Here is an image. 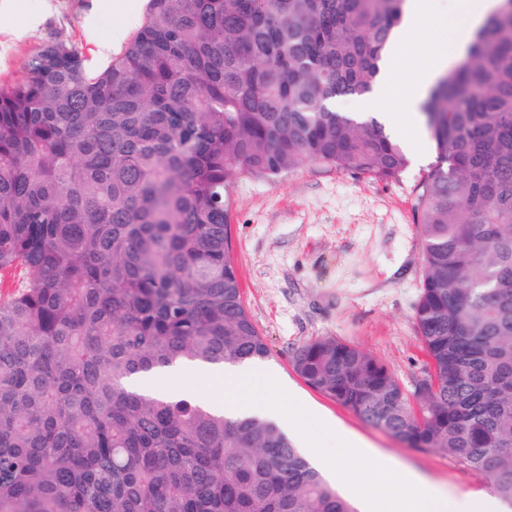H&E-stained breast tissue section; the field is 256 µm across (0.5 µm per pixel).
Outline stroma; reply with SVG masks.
<instances>
[{
	"instance_id": "1",
	"label": "stroma",
	"mask_w": 512,
	"mask_h": 512,
	"mask_svg": "<svg viewBox=\"0 0 512 512\" xmlns=\"http://www.w3.org/2000/svg\"><path fill=\"white\" fill-rule=\"evenodd\" d=\"M147 0H0V81L17 78L47 43L64 41L89 66L105 63L102 41L123 52L145 17ZM410 157L396 179L378 181L307 163L274 179L240 177L231 190L232 258L245 308L265 338V369L308 411L394 459L441 492L493 497L491 483L448 454L414 449L366 425L310 388L291 357L330 337L352 344L393 373L405 394L427 371L414 324L423 281L416 222L417 186L436 153L422 123L399 129Z\"/></svg>"
}]
</instances>
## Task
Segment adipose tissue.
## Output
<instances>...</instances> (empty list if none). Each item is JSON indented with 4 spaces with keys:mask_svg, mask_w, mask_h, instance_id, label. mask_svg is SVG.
<instances>
[{
    "mask_svg": "<svg viewBox=\"0 0 512 512\" xmlns=\"http://www.w3.org/2000/svg\"><path fill=\"white\" fill-rule=\"evenodd\" d=\"M500 0H455V18L439 14L436 0H406L400 25L395 31L391 54L406 51L405 38L412 32H429L442 40L440 48L409 60L410 76L404 92L392 96L388 90L394 82L391 70H383L372 92L359 100L363 109L381 108L390 124L413 119L418 105L441 74L461 58L477 32L498 8Z\"/></svg>",
    "mask_w": 512,
    "mask_h": 512,
    "instance_id": "ef3b65f1",
    "label": "adipose tissue"
}]
</instances>
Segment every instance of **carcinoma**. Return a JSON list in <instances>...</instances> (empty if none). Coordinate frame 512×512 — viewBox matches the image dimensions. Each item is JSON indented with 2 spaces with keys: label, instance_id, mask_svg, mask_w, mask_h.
I'll return each instance as SVG.
<instances>
[{
  "label": "carcinoma",
  "instance_id": "obj_1",
  "mask_svg": "<svg viewBox=\"0 0 512 512\" xmlns=\"http://www.w3.org/2000/svg\"><path fill=\"white\" fill-rule=\"evenodd\" d=\"M404 3L148 0L102 70L51 42L0 84V512H355L274 423L126 380L268 357L230 255L240 175L409 167L374 117L329 107L375 85ZM422 119L428 396L412 408L384 364L329 337L292 365L512 507V0Z\"/></svg>",
  "mask_w": 512,
  "mask_h": 512
}]
</instances>
